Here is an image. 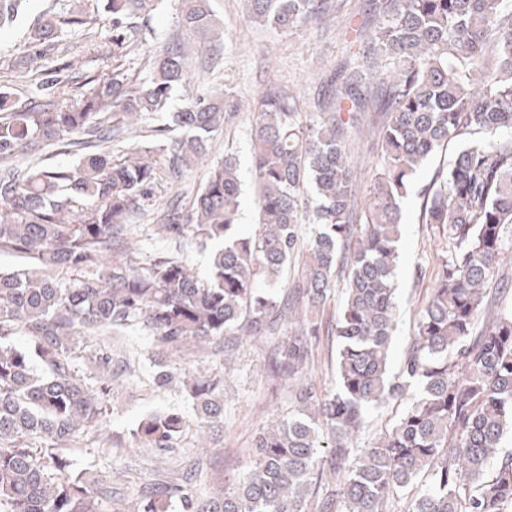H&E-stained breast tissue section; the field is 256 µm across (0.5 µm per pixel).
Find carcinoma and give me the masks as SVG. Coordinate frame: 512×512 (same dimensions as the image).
Returning a JSON list of instances; mask_svg holds the SVG:
<instances>
[{"instance_id": "obj_1", "label": "carcinoma", "mask_w": 512, "mask_h": 512, "mask_svg": "<svg viewBox=\"0 0 512 512\" xmlns=\"http://www.w3.org/2000/svg\"><path fill=\"white\" fill-rule=\"evenodd\" d=\"M153 0H105L112 45L130 50ZM251 21L288 32L327 21L347 0H246ZM378 20L355 29L357 50L324 80L317 112L286 86L262 91L258 107L227 93L184 100L163 146L132 143L134 122L169 110L188 76L182 47L147 56L149 76L123 70L84 82L79 100L58 80L40 101L17 105L0 92V512H99V492L69 472L65 451L107 412L109 381L89 387L73 352L89 336H149L154 382L172 375L165 354L184 343L270 341L268 370L294 384V412L256 437L244 474L198 499L178 483L144 487L132 512H506L512 456V308L490 297L502 256L512 253V0H372ZM22 0H0V27ZM180 21L216 32L208 0H182ZM32 30L26 60L44 57L62 25ZM254 112L256 229L238 231L239 158L209 168L188 208L156 211L168 248L143 253L132 218L152 187L178 180L208 154L240 110ZM380 145L363 205L349 130ZM458 151L419 191L421 223L442 231L435 287L420 311L398 374H390L396 323L395 269L401 203L415 177L449 143ZM84 152L75 165L46 162L50 147ZM29 156L24 169L13 164ZM314 225L310 240L302 224ZM210 249L204 274L186 256ZM348 269L337 340V388L318 395L301 382L336 267ZM287 291L276 285L288 273ZM485 321L480 330L475 322ZM24 336L31 347H17ZM185 390L202 423H224V380L193 376ZM407 406L365 448L353 439L369 412ZM186 420L152 413L134 435L161 452L177 447ZM500 462H495V459Z\"/></svg>"}]
</instances>
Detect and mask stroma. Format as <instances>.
I'll use <instances>...</instances> for the list:
<instances>
[{
  "label": "stroma",
  "instance_id": "obj_1",
  "mask_svg": "<svg viewBox=\"0 0 512 512\" xmlns=\"http://www.w3.org/2000/svg\"><path fill=\"white\" fill-rule=\"evenodd\" d=\"M102 0H29L25 14L13 24L0 28V92L13 101L27 103L41 86L59 79L65 82L67 101H75L84 79L111 73L113 68L145 78V55L183 38L189 54V96L228 92L239 101H256L266 85L291 87L300 97L303 111L315 109L323 96L322 75L348 58L342 32L359 25L367 15L369 0H350L349 15L326 23L307 22L283 33L250 22L245 17L244 0H210L216 24L223 29L221 43L202 34H183L178 18V0H161L146 12L141 22L145 40L127 54L114 53L112 26L103 19ZM65 18L79 13L88 25L63 26L40 64H25L30 29L44 14ZM69 69H62L63 61ZM251 120L243 116L221 132L212 146L211 161L225 152L238 155L240 174L245 183L240 220L243 231L254 224V190L250 157ZM421 200L410 194L402 205L405 223L396 269L398 284L397 326L393 337L391 370L399 372L405 348L414 332L419 311L427 304L440 269V250L436 229L420 223ZM340 293H333L321 316L322 327L314 343V361L308 378L318 393L336 385V338L333 334L340 314ZM137 348L136 362L129 375L112 384L110 406L99 426L89 432L86 445L70 449L74 471L83 473L91 486H112L118 497L133 500L141 488L163 479L176 481L190 464L199 473L188 490L196 496L210 495L216 487L234 479L253 452L257 433L292 410L291 384L270 378L267 372L268 348L262 342L241 344L232 358L210 351L200 352L187 345L169 354L167 360L174 381L157 388L147 359L153 350L144 336H97L81 344L73 359L76 369L90 386H97L103 374L93 362L102 349ZM224 376V424L221 428L199 432L198 420L185 397L183 378L191 374ZM181 412L188 429L174 452L162 454L149 448L133 430L139 421L154 411Z\"/></svg>",
  "mask_w": 512,
  "mask_h": 512
}]
</instances>
